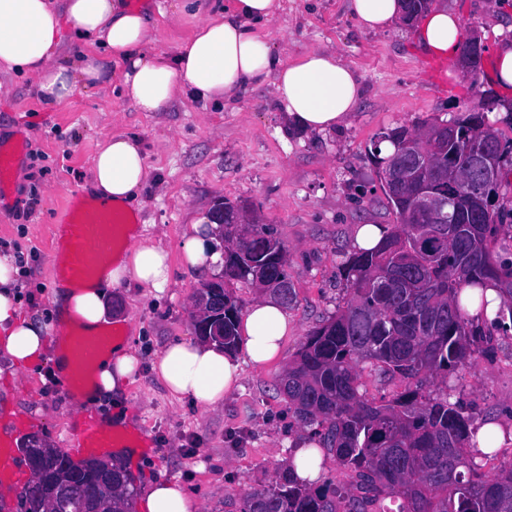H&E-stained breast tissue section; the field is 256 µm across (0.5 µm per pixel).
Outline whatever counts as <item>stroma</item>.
<instances>
[{
	"label": "stroma",
	"mask_w": 512,
	"mask_h": 512,
	"mask_svg": "<svg viewBox=\"0 0 512 512\" xmlns=\"http://www.w3.org/2000/svg\"><path fill=\"white\" fill-rule=\"evenodd\" d=\"M128 2L148 17L156 48L171 54L199 22L192 15L168 16L172 0ZM442 2L464 24L476 26L484 40H493L499 0ZM267 30L288 59L333 49L355 69L362 96L346 125L285 134L286 116L270 84L220 108L187 101L164 112H138L116 81L119 64L111 61L110 83L53 107L44 105L26 76L7 78V90L0 93V143H27L0 196V254L15 255L30 283L21 293L23 310L51 308L52 230L62 221L66 197L89 176L99 143L116 134L142 142L151 181L134 227L140 240L165 248L171 279L158 296L148 288L110 291L109 331L130 340L139 358L127 388L128 436L146 438L150 446L139 460L115 448L96 456L124 467L136 489L159 475L180 477L202 512H240L245 495L274 482L307 436L277 381L305 336L343 305L340 268L354 250L356 228L390 229L398 222L372 157L379 133L449 119L490 87L491 58L483 59L478 78L462 71L447 78V63L422 54L409 25L363 32L347 0H282ZM225 201L250 207L284 243L294 330L276 362H242L239 389L206 410L171 397L152 365L167 344L194 335L192 298L201 281L183 262V233L192 218ZM30 205L34 213L19 218ZM496 339L493 358H472L448 385L473 421L492 419L512 430V329ZM0 388L8 393L0 408L31 422L27 438L69 449L80 405L52 363L17 370L0 359Z\"/></svg>",
	"instance_id": "35a3bbf8"
}]
</instances>
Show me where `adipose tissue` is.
Returning <instances> with one entry per match:
<instances>
[{"label": "adipose tissue", "mask_w": 512, "mask_h": 512, "mask_svg": "<svg viewBox=\"0 0 512 512\" xmlns=\"http://www.w3.org/2000/svg\"><path fill=\"white\" fill-rule=\"evenodd\" d=\"M281 8L282 0H224L170 55L154 48L144 13L125 0H0V75L32 76L42 101L52 106L109 81L105 62L113 59L122 65V90L140 112H161L185 100L224 104L270 82L290 127L307 133L339 129L361 97L360 78L333 50L285 58L263 31ZM348 8L361 30L384 33L401 19L403 3L348 0ZM66 22L78 38L98 46V53L70 55L61 40ZM462 33L458 15L435 4L416 22L411 36L426 56L452 62ZM149 179L138 138L114 135L99 144L86 190L97 203L127 212L139 203ZM219 245L208 216L194 218L183 234L185 265L201 278L214 273L223 262ZM18 273L14 257L0 256V356L22 369L50 356L62 375L69 360L50 352L55 325L98 334L107 322L110 289L134 283L161 292L170 280L166 252L138 243L118 250L91 284L61 282L51 312L42 315L21 310ZM292 329L284 306L259 300L241 317L239 353L205 340H177L163 349L153 370L173 395L211 409L239 386L238 354L266 365L278 357ZM136 364L132 348L118 341L99 360L95 383L84 398L91 404L111 400L112 409L103 416L107 427L129 425L124 401ZM136 507L138 512H198L183 484L164 477L141 487Z\"/></svg>", "instance_id": "ef3b65f1"}]
</instances>
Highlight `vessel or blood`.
Returning a JSON list of instances; mask_svg holds the SVG:
<instances>
[{
    "instance_id": "b4317fda",
    "label": "vessel or blood",
    "mask_w": 512,
    "mask_h": 512,
    "mask_svg": "<svg viewBox=\"0 0 512 512\" xmlns=\"http://www.w3.org/2000/svg\"><path fill=\"white\" fill-rule=\"evenodd\" d=\"M130 214L105 206L76 207L74 201L64 205V218L52 235L56 277L75 284H85L94 277L97 266L128 236ZM111 336L73 334L67 339V355L74 372L67 385L75 396H82L93 381L92 363L106 351ZM78 431L74 451L87 453L100 448L120 446L121 435L106 429L92 411H84L75 421ZM11 437L0 436V486L21 487L22 474L13 464Z\"/></svg>"
}]
</instances>
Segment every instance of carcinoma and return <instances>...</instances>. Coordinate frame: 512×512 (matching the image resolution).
Returning a JSON list of instances; mask_svg holds the SVG:
<instances>
[{
    "mask_svg": "<svg viewBox=\"0 0 512 512\" xmlns=\"http://www.w3.org/2000/svg\"><path fill=\"white\" fill-rule=\"evenodd\" d=\"M479 101L446 120L464 131L444 154L409 171L399 199L387 197L399 224L370 252H353L343 267L346 300L336 313L305 337L279 380L297 421L311 427V439L351 473L352 484L332 482L310 487L285 471L270 486L247 494L241 512H512V462L494 476L474 462L471 417L448 394L434 388L447 381L476 355L494 354V332L512 318V265L499 252L512 250V224L494 210L483 224H459L454 238L431 246L417 245L426 228L412 209L411 195L422 185L433 190L457 185L459 206L469 194L464 177L470 152L488 141H501L497 128L484 127ZM435 123L418 129L404 126L378 136L393 147L377 157L385 167L397 157L410 134L423 136ZM252 234L243 239L238 225H224V285L234 282L268 290L272 281H290L287 249L271 224L252 218ZM494 284L502 305L496 316L474 323L461 312L460 296L468 286ZM242 304L224 290V349L238 346L237 322ZM370 369L378 382L395 379L404 388L390 398L368 399L361 378ZM26 458L46 457L53 479L35 497L26 483L18 499L23 512H45L55 488L70 483L64 512H78L82 500L101 493L102 512H122L131 496L120 466L89 458L74 462L69 453L37 441L23 444Z\"/></svg>",
    "mask_w": 512,
    "mask_h": 512,
    "instance_id": "cac0c4a2",
    "label": "carcinoma"
}]
</instances>
